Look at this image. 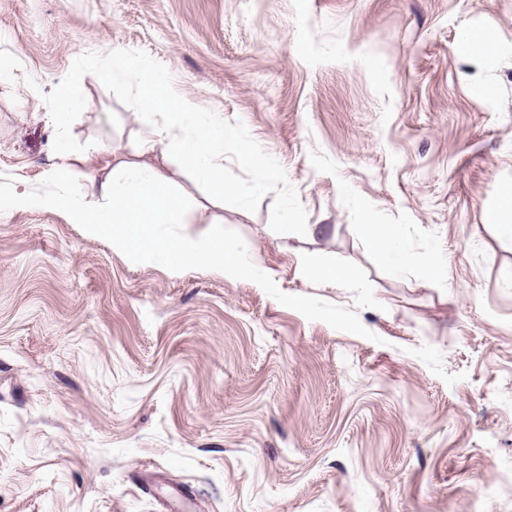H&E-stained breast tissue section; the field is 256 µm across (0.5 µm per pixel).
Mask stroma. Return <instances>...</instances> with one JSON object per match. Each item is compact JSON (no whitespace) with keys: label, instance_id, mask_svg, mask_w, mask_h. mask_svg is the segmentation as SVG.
<instances>
[{"label":"stroma","instance_id":"obj_1","mask_svg":"<svg viewBox=\"0 0 512 512\" xmlns=\"http://www.w3.org/2000/svg\"><path fill=\"white\" fill-rule=\"evenodd\" d=\"M114 49L242 121L312 233L141 155L91 74L75 166L112 146L162 170L189 212L164 232L236 246L250 277L15 208L106 209L51 178L42 96ZM0 70V512H512V0H0ZM15 204L18 207H27L30 205H39L46 208H64L72 207L73 203L63 196L44 195L35 196L28 193L18 194L15 198Z\"/></svg>","mask_w":512,"mask_h":512}]
</instances>
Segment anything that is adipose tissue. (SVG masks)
<instances>
[{
  "instance_id": "adipose-tissue-1",
  "label": "adipose tissue",
  "mask_w": 512,
  "mask_h": 512,
  "mask_svg": "<svg viewBox=\"0 0 512 512\" xmlns=\"http://www.w3.org/2000/svg\"><path fill=\"white\" fill-rule=\"evenodd\" d=\"M59 164L51 171L56 179H81L87 191L110 202L107 210L79 209V221L90 231L111 230L114 242L122 248L153 257L178 271L196 263L219 267L225 274H238L241 264L236 249L215 239L196 246L185 239L162 238L161 224H182L187 210L163 177L141 162L119 160L111 176L95 175L66 164V152H59Z\"/></svg>"
}]
</instances>
